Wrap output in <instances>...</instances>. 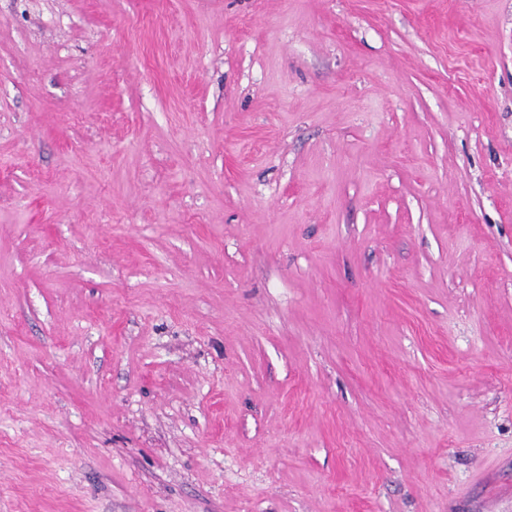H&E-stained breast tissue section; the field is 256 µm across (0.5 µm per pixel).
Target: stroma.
I'll use <instances>...</instances> for the list:
<instances>
[{"instance_id": "1", "label": "stroma", "mask_w": 512, "mask_h": 512, "mask_svg": "<svg viewBox=\"0 0 512 512\" xmlns=\"http://www.w3.org/2000/svg\"><path fill=\"white\" fill-rule=\"evenodd\" d=\"M0 512H512V0H0Z\"/></svg>"}]
</instances>
